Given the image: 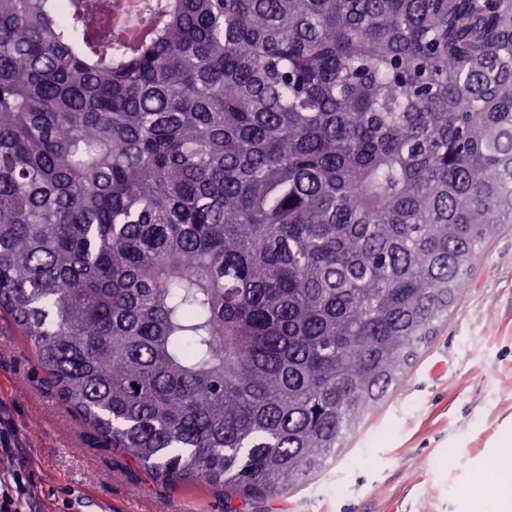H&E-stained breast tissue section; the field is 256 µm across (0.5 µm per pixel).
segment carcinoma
<instances>
[{
    "instance_id": "carcinoma-1",
    "label": "carcinoma",
    "mask_w": 512,
    "mask_h": 512,
    "mask_svg": "<svg viewBox=\"0 0 512 512\" xmlns=\"http://www.w3.org/2000/svg\"><path fill=\"white\" fill-rule=\"evenodd\" d=\"M512 224V0H0V314L101 444L271 497Z\"/></svg>"
}]
</instances>
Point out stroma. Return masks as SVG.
Returning <instances> with one entry per match:
<instances>
[{
    "label": "stroma",
    "instance_id": "1",
    "mask_svg": "<svg viewBox=\"0 0 512 512\" xmlns=\"http://www.w3.org/2000/svg\"><path fill=\"white\" fill-rule=\"evenodd\" d=\"M0 478L23 477L25 512H497L468 490L512 448V225L397 388L335 457L279 497L226 499L205 483L165 485L102 447L52 395L31 345L0 318Z\"/></svg>",
    "mask_w": 512,
    "mask_h": 512
}]
</instances>
